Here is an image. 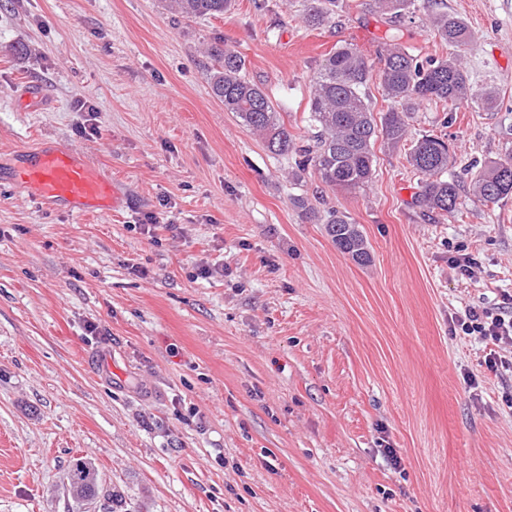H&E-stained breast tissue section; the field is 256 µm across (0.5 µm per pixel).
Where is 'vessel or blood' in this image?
Wrapping results in <instances>:
<instances>
[{
    "label": "vessel or blood",
    "mask_w": 512,
    "mask_h": 512,
    "mask_svg": "<svg viewBox=\"0 0 512 512\" xmlns=\"http://www.w3.org/2000/svg\"><path fill=\"white\" fill-rule=\"evenodd\" d=\"M10 178L42 202L67 205L77 215L108 209L116 199L111 178L73 148L44 144L29 150L11 167Z\"/></svg>",
    "instance_id": "vessel-or-blood-1"
}]
</instances>
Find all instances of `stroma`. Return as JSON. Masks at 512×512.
I'll use <instances>...</instances> for the list:
<instances>
[{"mask_svg": "<svg viewBox=\"0 0 512 512\" xmlns=\"http://www.w3.org/2000/svg\"><path fill=\"white\" fill-rule=\"evenodd\" d=\"M304 2L235 0L196 20L162 0L0 7V512H79L76 458L115 512H512V369L490 371L485 342L450 330L512 295V198L465 193L428 220L408 162L426 134L458 174L512 149V0H445L495 107L449 121L421 107L405 142L377 139L356 191L293 180L294 156L210 90L204 47L221 40L309 138L325 56L350 44L375 60L392 24L338 0L335 26L311 29ZM83 102L96 136L78 132ZM45 141L111 175L112 212L76 217L8 184ZM333 211L370 263L333 244ZM100 351L123 383L86 365ZM327 232L340 252L360 265L370 263L371 256L363 234L349 217L333 212L327 222ZM66 480L74 501L83 507L81 511L89 512L90 506L97 503L100 477L92 463L76 458L66 472Z\"/></svg>", "mask_w": 512, "mask_h": 512, "instance_id": "stroma-1", "label": "stroma"}]
</instances>
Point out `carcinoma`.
Wrapping results in <instances>:
<instances>
[{"instance_id":"obj_1","label":"carcinoma","mask_w":512,"mask_h":512,"mask_svg":"<svg viewBox=\"0 0 512 512\" xmlns=\"http://www.w3.org/2000/svg\"><path fill=\"white\" fill-rule=\"evenodd\" d=\"M337 0H306L303 21L309 27L325 26L336 17ZM172 8L185 18H205L228 12L232 0H171ZM373 9L395 18L421 13L430 30L448 45V56L418 59L402 43L397 27L386 36L378 51V66L350 44L329 53L312 78L313 92L308 121L314 128L312 142L304 143L280 119L264 89L245 75V60L223 42L207 46L214 61L210 86L224 111L238 116L257 133L274 155L294 153L300 157L296 179L312 171L335 190L361 189L372 180L378 137L397 145L407 135L410 121L424 104L442 106L453 112L478 104L490 108L497 92L489 87L474 89L463 63L461 51L473 42V34L460 19L442 10L439 0H371ZM378 76L387 111L376 122L367 89ZM448 143L441 137L425 135L410 148L409 163L424 176L416 198L428 215L446 217L457 211L460 185L448 175L452 165ZM473 196L482 202L497 203L512 196V153L480 172L472 183ZM327 232L336 248L360 265L371 261L358 225L344 214H332ZM74 501L83 512L97 503L100 477L92 463L76 458L66 472Z\"/></svg>"}]
</instances>
